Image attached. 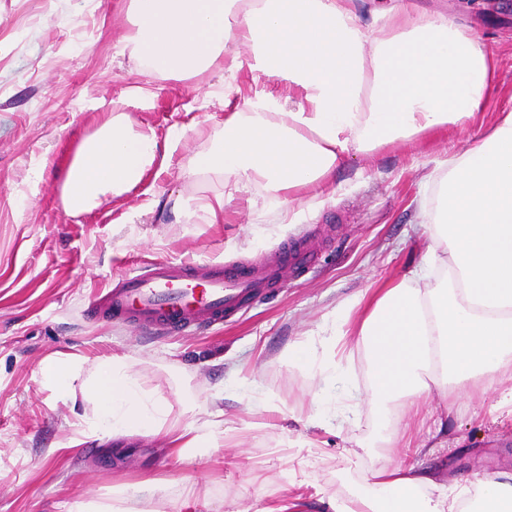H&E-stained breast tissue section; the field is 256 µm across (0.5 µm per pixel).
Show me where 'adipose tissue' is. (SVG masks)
<instances>
[{
    "mask_svg": "<svg viewBox=\"0 0 512 512\" xmlns=\"http://www.w3.org/2000/svg\"><path fill=\"white\" fill-rule=\"evenodd\" d=\"M126 48L150 73L189 78L212 67L248 69L254 83H287L227 113L212 146L186 178L212 173L224 192L201 199L208 224L224 204L262 188L289 207L297 192L324 190L350 152L469 123L483 111L495 62L454 17L414 0H382L363 27L350 0H130ZM250 47L241 59L236 46ZM126 98L84 137L66 171L61 203L72 216L120 198L171 157L152 129L135 125ZM443 206L421 224L444 242L424 264L380 291L356 334L372 361L371 397L416 398L447 382L456 396L503 385L512 405V113L448 166ZM301 212L291 211L289 223ZM44 379L94 405L85 431L133 435L167 430L172 405L133 377L123 357L85 371L48 358ZM370 488L333 512H512V474L450 486L416 462L369 470Z\"/></svg>",
    "mask_w": 512,
    "mask_h": 512,
    "instance_id": "adipose-tissue-1",
    "label": "adipose tissue"
}]
</instances>
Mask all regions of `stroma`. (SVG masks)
Returning a JSON list of instances; mask_svg holds the SVG:
<instances>
[{
	"label": "stroma",
	"mask_w": 512,
	"mask_h": 512,
	"mask_svg": "<svg viewBox=\"0 0 512 512\" xmlns=\"http://www.w3.org/2000/svg\"><path fill=\"white\" fill-rule=\"evenodd\" d=\"M423 2L458 15L492 51L484 111L463 126L350 155L322 205L310 207L311 191L298 193L300 223H285L256 188L254 203L233 199L223 223L207 224L151 202L158 182L175 198L223 192L222 177L190 181L183 169L210 148L211 128L224 119V70L182 80L143 74L123 47L128 0H0V512L90 503L180 512L189 492L201 512H261L285 498L294 512H332L330 500L365 489L370 467L410 459L406 435L430 447L423 463L442 482L512 472V411L498 408L500 387L403 396L384 410L368 392L365 347L348 342L331 379L286 356L291 346L318 352L325 339L354 332L360 313L349 302L424 263L434 243L419 226L422 205L434 200L449 159L512 112V0ZM135 87L147 95L129 98L127 110L173 144L170 168L70 216L60 188L77 143ZM308 232L322 239L310 272L208 332L146 336L91 310L102 289L144 263L273 260ZM112 354L172 405L177 427L223 409L219 447L182 456L164 435L137 434L88 436L69 449L93 406L48 385L42 363ZM329 398L355 409L327 426L307 424V412Z\"/></svg>",
	"instance_id": "obj_1"
}]
</instances>
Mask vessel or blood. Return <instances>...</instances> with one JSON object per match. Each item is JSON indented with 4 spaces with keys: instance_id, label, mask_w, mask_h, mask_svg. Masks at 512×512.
I'll list each match as a JSON object with an SVG mask.
<instances>
[{
    "instance_id": "b4317fda",
    "label": "vessel or blood",
    "mask_w": 512,
    "mask_h": 512,
    "mask_svg": "<svg viewBox=\"0 0 512 512\" xmlns=\"http://www.w3.org/2000/svg\"><path fill=\"white\" fill-rule=\"evenodd\" d=\"M315 248L298 241L273 261L259 257L230 263L150 262L138 274L98 295L94 314L133 323L151 335L199 330L222 323L252 301L312 267Z\"/></svg>"
}]
</instances>
